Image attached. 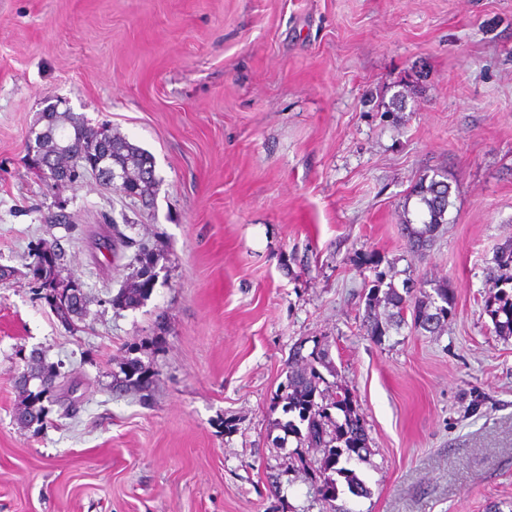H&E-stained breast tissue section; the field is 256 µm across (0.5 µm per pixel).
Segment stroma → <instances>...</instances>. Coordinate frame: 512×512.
Returning <instances> with one entry per match:
<instances>
[{"label":"stroma","instance_id":"35a3bbf8","mask_svg":"<svg viewBox=\"0 0 512 512\" xmlns=\"http://www.w3.org/2000/svg\"><path fill=\"white\" fill-rule=\"evenodd\" d=\"M51 104L151 154V207L41 178ZM430 170L448 222L415 254ZM60 205L75 233L42 222ZM107 216L155 253L139 306L105 302L134 255L98 247ZM53 240L91 298L70 324L32 275ZM511 241L512 0H0V512H512V336L486 311ZM389 269L447 280L448 325L367 336ZM317 342L369 436L367 495L334 503L282 427ZM35 354L65 375L40 429L14 384Z\"/></svg>","mask_w":512,"mask_h":512}]
</instances>
